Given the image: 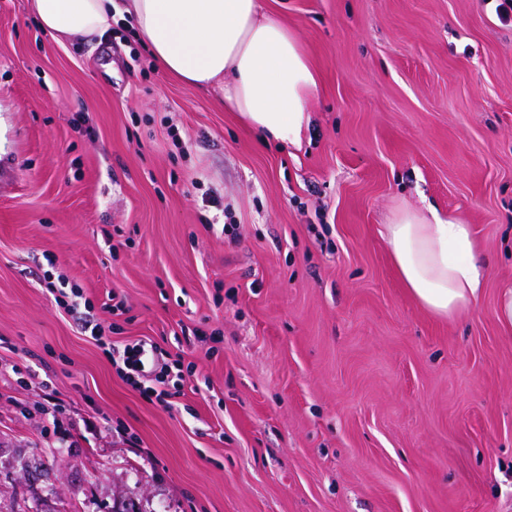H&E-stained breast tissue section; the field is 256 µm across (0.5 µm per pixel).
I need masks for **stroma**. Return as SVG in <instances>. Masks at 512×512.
I'll use <instances>...</instances> for the list:
<instances>
[{
	"mask_svg": "<svg viewBox=\"0 0 512 512\" xmlns=\"http://www.w3.org/2000/svg\"><path fill=\"white\" fill-rule=\"evenodd\" d=\"M260 4L318 72L297 147L127 32L61 42L0 0V512H512V23L497 0ZM429 206L487 263L456 319L381 234ZM52 283L179 363L172 410Z\"/></svg>",
	"mask_w": 512,
	"mask_h": 512,
	"instance_id": "35a3bbf8",
	"label": "stroma"
}]
</instances>
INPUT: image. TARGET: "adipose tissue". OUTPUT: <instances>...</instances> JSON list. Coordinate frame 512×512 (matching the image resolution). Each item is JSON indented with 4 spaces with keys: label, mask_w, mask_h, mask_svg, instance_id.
I'll return each instance as SVG.
<instances>
[{
    "label": "adipose tissue",
    "mask_w": 512,
    "mask_h": 512,
    "mask_svg": "<svg viewBox=\"0 0 512 512\" xmlns=\"http://www.w3.org/2000/svg\"><path fill=\"white\" fill-rule=\"evenodd\" d=\"M40 28L57 39L101 38L130 18L156 68L212 89L262 141L300 143L318 76L294 31L260 15L258 0H33ZM394 268L429 313L455 318L478 300L487 266L469 224L436 209L395 213L385 226Z\"/></svg>",
    "instance_id": "adipose-tissue-1"
}]
</instances>
